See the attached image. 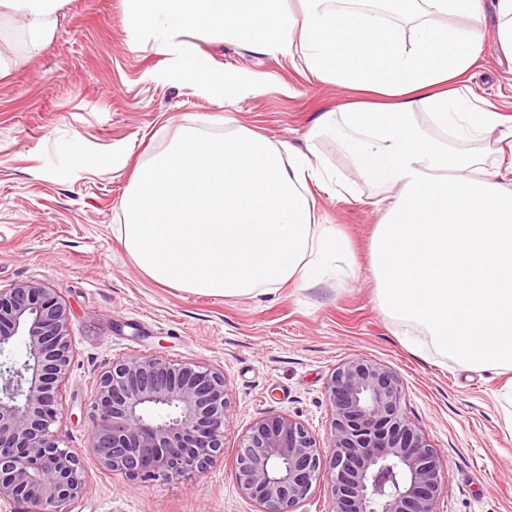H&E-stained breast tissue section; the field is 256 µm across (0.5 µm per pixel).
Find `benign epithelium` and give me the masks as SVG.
<instances>
[{
	"label": "benign epithelium",
	"instance_id": "7a95c632",
	"mask_svg": "<svg viewBox=\"0 0 512 512\" xmlns=\"http://www.w3.org/2000/svg\"><path fill=\"white\" fill-rule=\"evenodd\" d=\"M15 336L24 337V357L0 362V501L70 512L85 469L82 455L51 430L71 363L70 312L58 291L35 281L0 289V354ZM326 398L332 420L324 442L285 413L252 423L238 445L239 490L263 512H294L328 475L331 512H437L444 464L404 417L401 378L353 358L331 374ZM229 405L223 372L130 355L96 380L88 449L130 481L191 479L224 455Z\"/></svg>",
	"mask_w": 512,
	"mask_h": 512
}]
</instances>
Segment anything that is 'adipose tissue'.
<instances>
[{
	"label": "adipose tissue",
	"mask_w": 512,
	"mask_h": 512,
	"mask_svg": "<svg viewBox=\"0 0 512 512\" xmlns=\"http://www.w3.org/2000/svg\"><path fill=\"white\" fill-rule=\"evenodd\" d=\"M131 29L157 52L188 55L182 37L219 30L255 52L299 59L312 76L364 92L324 113L366 181L392 188L371 268L382 309L420 326L440 357L512 369V115L468 85L481 59L480 25L493 19L500 62L512 69V0H398L404 24L367 0H125ZM66 0H0L19 19L29 54L52 38ZM457 18L475 27H457ZM425 110L429 125L416 115ZM223 137L181 126L165 152L138 166L120 238L151 280L224 298L313 286L350 246L316 214L314 190L332 175L290 144L225 121ZM498 133V159L449 150Z\"/></svg>",
	"instance_id": "adipose-tissue-1"
}]
</instances>
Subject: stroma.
<instances>
[{
    "mask_svg": "<svg viewBox=\"0 0 512 512\" xmlns=\"http://www.w3.org/2000/svg\"><path fill=\"white\" fill-rule=\"evenodd\" d=\"M184 40L209 57L213 77L246 72L262 91L221 99L174 78L179 61L130 30L125 0H68L53 40L31 58L15 30L0 34V51L15 61L0 79V289L36 281L58 289L70 311L73 357L53 430L84 452L87 482L72 512H260L234 480L241 437L280 412L326 439L327 382L356 356L402 379L405 418L446 464L438 512H512V371L472 369L403 343L422 330L380 310L371 271L372 203L382 190L358 176L336 139L311 134L353 91L215 33ZM483 57L472 86L512 108V72L499 63L489 29ZM228 117L353 184L350 198L321 193L317 201L323 222L347 237L356 277L224 299L166 287L137 268L119 239L136 165L166 151L179 126L193 120L219 136ZM143 352L224 373V457L201 478L132 482L86 451L96 378L112 361Z\"/></svg>",
    "mask_w": 512,
    "mask_h": 512,
    "instance_id": "1",
    "label": "stroma"
}]
</instances>
